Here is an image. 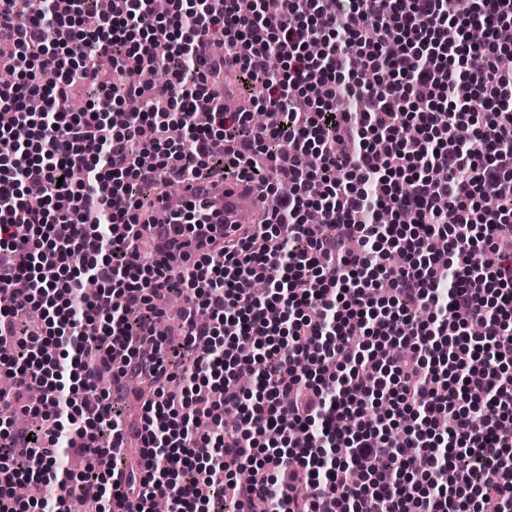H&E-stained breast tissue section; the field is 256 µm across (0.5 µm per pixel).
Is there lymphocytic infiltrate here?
Returning <instances> with one entry per match:
<instances>
[{
	"label": "lymphocytic infiltrate",
	"instance_id": "obj_1",
	"mask_svg": "<svg viewBox=\"0 0 512 512\" xmlns=\"http://www.w3.org/2000/svg\"><path fill=\"white\" fill-rule=\"evenodd\" d=\"M93 6L0 0V69L21 78L0 86V405L53 424L31 440L0 417V512L22 480L59 490L33 512H69L59 457L130 439L122 483L82 480L103 512H207L189 470L238 512H512V0H112L82 27ZM78 82L106 91L76 113ZM221 169L264 222L145 254L161 189ZM172 293L174 347L132 321ZM132 380L154 392L129 429L109 397ZM246 464L263 480L240 483Z\"/></svg>",
	"mask_w": 512,
	"mask_h": 512
}]
</instances>
